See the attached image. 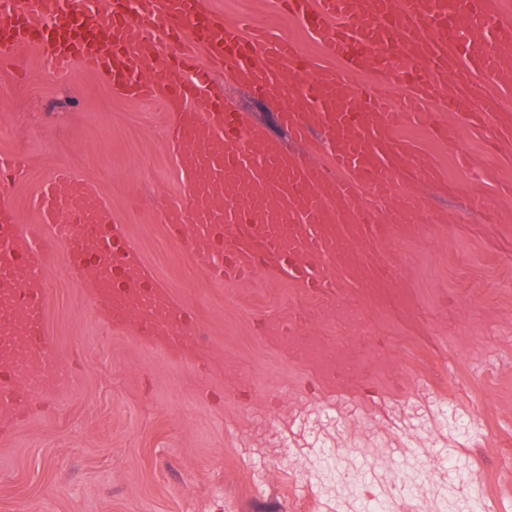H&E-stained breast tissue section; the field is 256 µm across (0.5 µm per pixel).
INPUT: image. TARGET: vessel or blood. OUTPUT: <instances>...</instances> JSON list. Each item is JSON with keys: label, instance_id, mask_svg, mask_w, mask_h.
<instances>
[{"label": "vessel or blood", "instance_id": "b4317fda", "mask_svg": "<svg viewBox=\"0 0 512 512\" xmlns=\"http://www.w3.org/2000/svg\"><path fill=\"white\" fill-rule=\"evenodd\" d=\"M126 2L0 0V59L34 42L56 78L79 64L111 74L118 93L180 102L172 119L188 201L166 209L163 220L216 284L262 269L312 294L388 280L394 265L381 245L414 221L401 200L402 174L434 175L409 153L402 127L423 124L453 151L456 120L474 127L490 120L494 139L512 144V115L499 97L469 91L512 71V23L500 0H284L326 55L351 71L381 70L410 83L413 96L396 111L377 92L355 93L336 72L311 67L288 40L206 15L200 0H143L133 15ZM146 63L147 78L140 73ZM216 69L233 73L255 96H277L278 120L293 140L322 129L329 161L289 155L221 99L200 103ZM437 98L442 111H418V103ZM377 198L385 203L379 212L370 206ZM33 206L39 223H16L11 196L0 190V434L29 415L33 388L57 368L42 282L53 254L111 323L153 343L201 342L93 184L57 168Z\"/></svg>", "mask_w": 512, "mask_h": 512}]
</instances>
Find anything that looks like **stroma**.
I'll use <instances>...</instances> for the list:
<instances>
[{
    "label": "stroma",
    "mask_w": 512,
    "mask_h": 512,
    "mask_svg": "<svg viewBox=\"0 0 512 512\" xmlns=\"http://www.w3.org/2000/svg\"><path fill=\"white\" fill-rule=\"evenodd\" d=\"M203 4L342 67L277 0ZM211 90L290 151L323 140L292 142L279 101L224 71ZM169 127L162 102L120 95L81 66L58 80L32 48L0 61V152L25 161L8 184L21 223H39L31 200L68 165L203 336L196 356L178 357L107 328L61 259L49 262L48 332L69 379L0 436V512H336L345 494L316 496L286 443L299 408L343 450L325 478L400 496L422 475L424 444L440 451L436 470L483 474L460 512H512V150L462 128L463 167L424 127H405L438 175L410 183L417 227L397 237L393 285L313 297L269 271L217 286L171 236L163 213L187 197ZM340 365L345 389L331 374ZM358 448L379 449L387 482L359 468Z\"/></svg>",
    "instance_id": "obj_1"
}]
</instances>
